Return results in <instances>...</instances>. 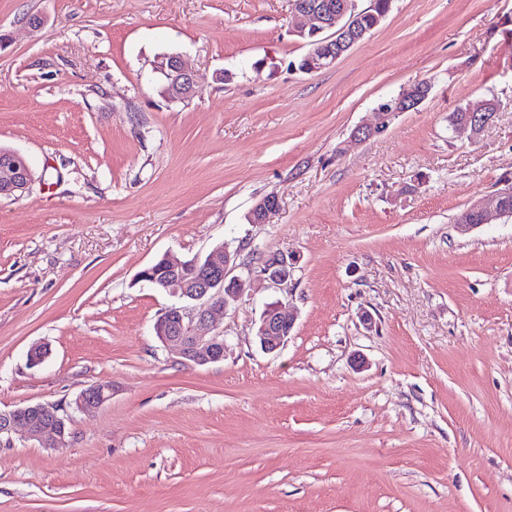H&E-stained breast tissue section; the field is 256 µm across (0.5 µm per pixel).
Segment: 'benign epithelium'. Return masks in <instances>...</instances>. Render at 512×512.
Returning a JSON list of instances; mask_svg holds the SVG:
<instances>
[{
	"label": "benign epithelium",
	"instance_id": "benign-epithelium-1",
	"mask_svg": "<svg viewBox=\"0 0 512 512\" xmlns=\"http://www.w3.org/2000/svg\"><path fill=\"white\" fill-rule=\"evenodd\" d=\"M292 12L309 20L310 25L297 27L292 34L305 40L308 52L296 69L317 72L328 69L354 46L365 40L371 29L360 25L356 0H292ZM161 75V98L169 103H184L197 93L195 75L185 66L177 53L159 57L155 66ZM430 92V84L419 81L401 91L395 99L378 107V125L362 127L353 139L360 141L382 130L394 112H406L423 103ZM497 111L494 100H482L467 107L464 119L454 125L466 128L477 138L493 120ZM34 179V173L25 159L16 151H0V197H13L23 193ZM512 196V186L498 190L491 199L473 202L467 212L477 216L474 224L460 221L462 233L487 223L491 213L508 215L504 199ZM279 209L278 199L267 196L250 210L248 218L253 224H268ZM235 253L225 243L216 245L207 255L184 260L167 255L158 260L162 275L153 274L149 265L137 274V279L149 283L158 291L167 293L177 302L167 308L155 324L160 342L183 361L199 366L224 360V337L212 332L210 319L213 311L225 308L241 292L240 280L230 276ZM296 265L294 256L285 253L269 255L259 267V276L271 287H288ZM286 305L277 302L268 306L257 325L256 339L267 353L277 352L288 341L295 326V318L285 313ZM112 397V386L95 385L86 389L76 402L77 408L91 411ZM21 434L32 441H50L57 448L68 446L65 418L59 410L43 403L0 412V436Z\"/></svg>",
	"mask_w": 512,
	"mask_h": 512
}]
</instances>
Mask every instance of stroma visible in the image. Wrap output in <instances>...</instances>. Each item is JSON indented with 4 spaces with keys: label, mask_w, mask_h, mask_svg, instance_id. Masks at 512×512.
<instances>
[{
    "label": "stroma",
    "mask_w": 512,
    "mask_h": 512,
    "mask_svg": "<svg viewBox=\"0 0 512 512\" xmlns=\"http://www.w3.org/2000/svg\"><path fill=\"white\" fill-rule=\"evenodd\" d=\"M295 23L291 0H0V147L60 174L0 199V411L53 405L70 433L0 442V512H512V219L456 227L512 183V0H393L314 73ZM171 53L200 85L173 105ZM493 98L480 139L452 128ZM224 242V359L185 364L136 275ZM275 252L286 291L249 276ZM278 300L296 322L267 354ZM429 92L430 84L426 81H419L404 87L397 98L379 105L378 125L373 128H358L353 135L354 141H361L385 128L392 112H406L416 108L427 99ZM279 209L278 199L267 196L258 201L250 210L248 218L251 224H267L276 215ZM285 308L282 302L270 305L259 320L255 336L266 353H275L284 346L295 326L296 319L286 314ZM112 397V388L108 385H95L86 389L76 402L77 408L91 411L102 406Z\"/></svg>",
    "instance_id": "obj_1"
}]
</instances>
